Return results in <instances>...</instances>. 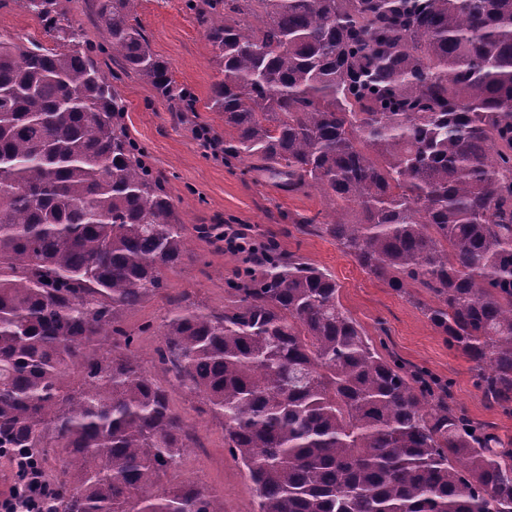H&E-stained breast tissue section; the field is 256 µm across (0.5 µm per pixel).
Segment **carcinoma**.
<instances>
[{
  "label": "carcinoma",
  "mask_w": 512,
  "mask_h": 512,
  "mask_svg": "<svg viewBox=\"0 0 512 512\" xmlns=\"http://www.w3.org/2000/svg\"><path fill=\"white\" fill-rule=\"evenodd\" d=\"M55 46L0 39V448L63 489L45 512H224L168 481L188 426L129 352L122 316L221 224L187 226L91 54H115L184 118L198 98L138 22L95 0H19ZM223 78L224 163L256 159L329 209L298 221L396 291L512 411V0H185ZM221 313L178 305L160 363L224 419L258 512H512V449L449 385L382 356L336 280L243 239ZM68 6L74 18L82 24L86 37L98 44L103 41V30L101 23L92 12L90 3L92 0H67Z\"/></svg>",
  "instance_id": "cac0c4a2"
}]
</instances>
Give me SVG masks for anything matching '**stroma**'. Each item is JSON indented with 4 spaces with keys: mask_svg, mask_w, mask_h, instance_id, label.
<instances>
[{
    "mask_svg": "<svg viewBox=\"0 0 512 512\" xmlns=\"http://www.w3.org/2000/svg\"><path fill=\"white\" fill-rule=\"evenodd\" d=\"M138 19L151 51L168 62L174 80L194 90L198 112L178 120L166 102L138 75H121L115 87L126 103L124 125L130 138L144 148L185 224H231L249 236L274 237L281 249L330 273L339 286L343 307L362 326L382 355L406 366L427 369L440 382L450 384L448 401L475 422L492 427L512 442V414L489 406L476 386L474 364L450 350L444 337L407 295L389 288L344 255L335 241L320 234L297 232L295 220L324 209L317 191L291 195L272 181L242 167H228L223 155L206 148L197 132L206 127L224 132V117L207 107L210 89L219 78L211 61V47L184 0H142ZM0 35L50 44L39 24L17 6L0 9ZM288 223H280V214ZM193 253L164 274L165 288L122 318L133 337L131 348L156 378H163L156 350L163 323L175 301L210 312L224 308L226 281L232 277L237 256L204 240L194 241ZM172 408L196 432L199 445L190 449L174 480H190L224 499L226 512H257L258 497L243 467L224 446V423L204 405L201 396L176 383L167 385Z\"/></svg>",
    "mask_w": 512,
    "mask_h": 512,
    "instance_id": "obj_1",
    "label": "stroma"
}]
</instances>
